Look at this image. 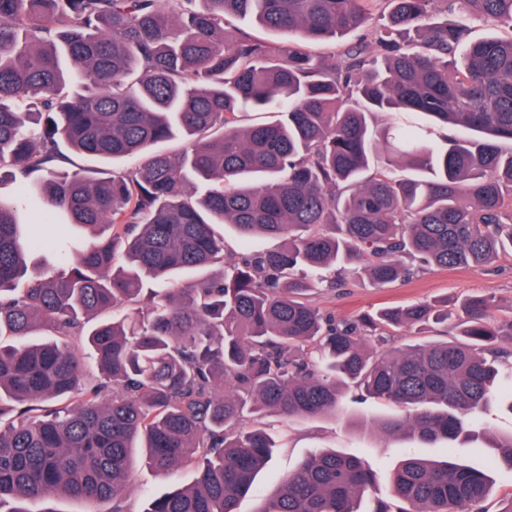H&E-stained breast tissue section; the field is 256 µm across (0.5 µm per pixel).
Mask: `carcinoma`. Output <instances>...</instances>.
<instances>
[{
    "label": "carcinoma",
    "instance_id": "carcinoma-1",
    "mask_svg": "<svg viewBox=\"0 0 512 512\" xmlns=\"http://www.w3.org/2000/svg\"><path fill=\"white\" fill-rule=\"evenodd\" d=\"M0 0V512L57 498L128 512L136 451L194 482L144 512H238L275 438L246 415L337 412L340 386L403 414L425 444L486 436L512 336L493 300L457 301L467 343L387 349L380 326L446 323L435 304L338 320L306 296L365 265L382 287L421 265L479 268L512 253V0ZM389 8L371 39L337 42ZM288 36L277 47L224 20ZM506 37L473 36L474 24ZM380 54L373 55L371 46ZM271 110L250 126L240 114ZM376 112H421L462 132H382ZM180 139L177 155L157 149ZM102 161L62 172L61 144ZM386 144V157H373ZM416 175H405L402 159ZM64 217L50 236L24 206ZM263 252L226 253L224 225ZM110 312L85 330L96 316ZM57 407L34 411L42 403ZM512 471V433L488 438ZM377 474L320 452L260 512H359ZM371 512H483L489 475L411 456Z\"/></svg>",
    "mask_w": 512,
    "mask_h": 512
}]
</instances>
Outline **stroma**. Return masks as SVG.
<instances>
[{
    "mask_svg": "<svg viewBox=\"0 0 512 512\" xmlns=\"http://www.w3.org/2000/svg\"><path fill=\"white\" fill-rule=\"evenodd\" d=\"M467 294L494 297L496 314L512 320V257L503 256L479 269L430 267L413 278L381 288L373 286L365 272L347 276L344 287L311 295L317 308L334 313L339 319H356L386 306H401L434 300H455ZM389 344L402 347L416 343L455 342L459 339L456 320L445 325L419 324L387 329ZM400 408L378 398H357L355 389L343 391L341 406L334 415L313 418L286 417L268 412L256 417L257 427L273 433L279 442L268 467L263 470L253 491L242 499L240 512H258L263 500L279 485L283 476L301 461L322 451L335 449L369 463L377 472V493L393 494L390 474L408 456L444 455L443 445H425L400 435L383 433L380 422L400 415ZM454 457L488 471L492 490L483 503L485 512H503L512 502V472L496 467L495 449L456 448ZM193 472L184 467L170 475H161L147 467L134 470V484L126 503L129 512H143L150 497L163 494L176 485L191 482Z\"/></svg>",
    "mask_w": 512,
    "mask_h": 512,
    "instance_id": "1",
    "label": "stroma"
}]
</instances>
